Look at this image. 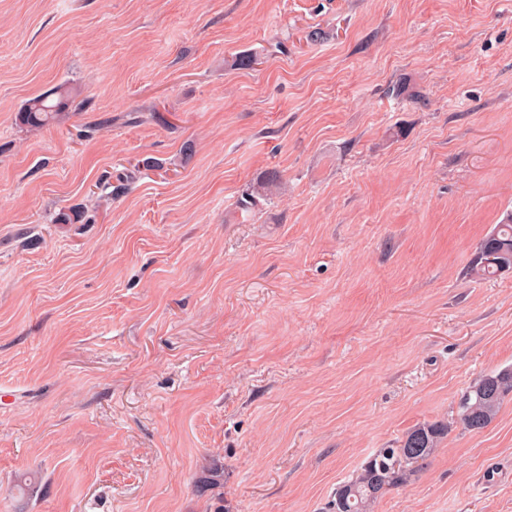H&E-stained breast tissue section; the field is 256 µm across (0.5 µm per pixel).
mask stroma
<instances>
[{
    "label": "stroma",
    "mask_w": 512,
    "mask_h": 512,
    "mask_svg": "<svg viewBox=\"0 0 512 512\" xmlns=\"http://www.w3.org/2000/svg\"><path fill=\"white\" fill-rule=\"evenodd\" d=\"M511 216L512 0H0V512H323L435 421L374 512H512ZM52 95H57L56 100H50ZM76 94L69 87L59 86L53 93L39 95L31 99L24 110L19 112V121L21 124L41 128L58 122L65 115L71 100ZM282 186L283 183L277 175H263L250 184L246 193L249 201L245 200V202L253 205L258 198H265L279 192ZM492 232L496 235V239L493 240L496 245L490 238ZM499 244H507V255L499 254ZM504 263L512 267V220L497 224L491 233L483 238L471 261L469 271L481 278H493L504 273L501 272ZM492 392H494L492 394ZM512 396V367L478 378L459 405V419L467 431L480 432L488 427L506 398ZM473 418L476 427H469L466 419ZM448 432L443 423L418 425L400 440L398 448H381L352 476L336 488L327 503L328 512H373L386 492L406 485L433 456Z\"/></svg>",
    "instance_id": "obj_1"
}]
</instances>
